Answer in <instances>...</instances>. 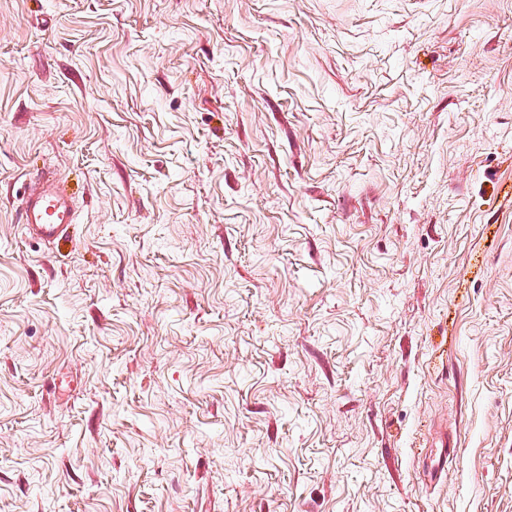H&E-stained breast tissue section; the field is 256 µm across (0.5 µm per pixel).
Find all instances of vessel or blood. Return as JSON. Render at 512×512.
Segmentation results:
<instances>
[{"mask_svg":"<svg viewBox=\"0 0 512 512\" xmlns=\"http://www.w3.org/2000/svg\"><path fill=\"white\" fill-rule=\"evenodd\" d=\"M73 205L59 184L39 177L36 187L22 201L21 222L32 238L55 243L67 235L73 221Z\"/></svg>","mask_w":512,"mask_h":512,"instance_id":"1","label":"vessel or blood"}]
</instances>
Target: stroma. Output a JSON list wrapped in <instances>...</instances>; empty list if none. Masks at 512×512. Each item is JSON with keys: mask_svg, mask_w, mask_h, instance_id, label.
Wrapping results in <instances>:
<instances>
[{"mask_svg": "<svg viewBox=\"0 0 512 512\" xmlns=\"http://www.w3.org/2000/svg\"><path fill=\"white\" fill-rule=\"evenodd\" d=\"M0 512H512V0H0ZM21 222L32 238L48 243L59 242L67 236L73 222V205L59 184L45 175L39 176L37 186L22 201Z\"/></svg>", "mask_w": 512, "mask_h": 512, "instance_id": "stroma-1", "label": "stroma"}]
</instances>
